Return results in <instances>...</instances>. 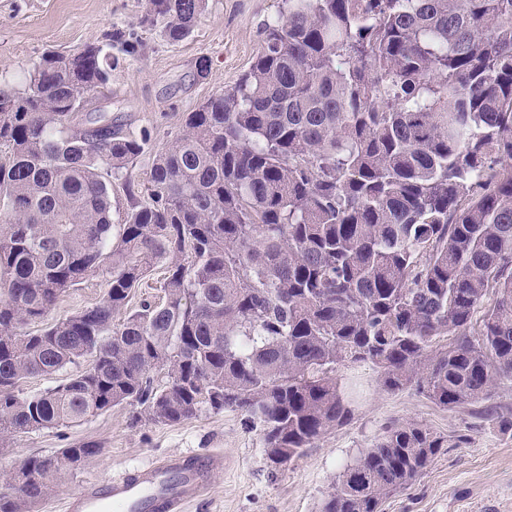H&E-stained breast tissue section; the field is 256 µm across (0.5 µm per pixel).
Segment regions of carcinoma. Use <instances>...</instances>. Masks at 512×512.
<instances>
[{
    "mask_svg": "<svg viewBox=\"0 0 512 512\" xmlns=\"http://www.w3.org/2000/svg\"><path fill=\"white\" fill-rule=\"evenodd\" d=\"M205 8L146 0L138 25L179 42ZM262 35L235 86L155 155L148 198L125 180L117 229L112 175L147 135L82 111L132 34L47 51L24 88H0L1 443L123 404L167 424L232 409L286 465L351 421L360 385L342 366L448 409L512 378V0H284ZM105 264L99 304L45 321ZM156 268L162 301L113 324ZM446 447L391 426L319 512H380ZM97 453L24 458L0 512H34ZM86 366V360L81 361L77 365H70L66 369L53 373L51 375L39 376L36 378L28 379L22 383L20 390L23 395H32L39 393L47 388L54 387L60 384L68 375L76 373L77 371L84 370Z\"/></svg>",
    "mask_w": 512,
    "mask_h": 512,
    "instance_id": "obj_1",
    "label": "carcinoma"
}]
</instances>
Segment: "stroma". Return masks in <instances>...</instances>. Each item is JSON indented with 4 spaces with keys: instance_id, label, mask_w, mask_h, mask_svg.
Listing matches in <instances>:
<instances>
[{
    "instance_id": "stroma-1",
    "label": "stroma",
    "mask_w": 512,
    "mask_h": 512,
    "mask_svg": "<svg viewBox=\"0 0 512 512\" xmlns=\"http://www.w3.org/2000/svg\"><path fill=\"white\" fill-rule=\"evenodd\" d=\"M145 0H0V83L23 88L25 75L46 50L74 52L110 30L133 32L138 53L120 55L107 88L92 93L88 111L111 116L123 132H148L147 150L112 180V221L127 205L125 179L147 186L156 153L179 135L186 113L232 87L248 71L265 22L280 15L282 0H208L187 39L172 43L159 31L137 27ZM111 278L104 266L69 289L49 320L95 306ZM358 378L363 392L346 426L322 436L288 465L269 463L258 432L236 411H202L180 424L137 422L129 406L56 429L20 434L0 445V489L20 458L51 455L80 441L98 445L96 456L61 478L35 512H61L64 494L92 479H105L169 455L218 448L226 466L205 500L189 512H316L346 464L385 430L411 421L447 437L425 473L408 489L386 498L382 512H512V380H501L489 400L440 407L409 387L388 392L371 365L340 371Z\"/></svg>"
}]
</instances>
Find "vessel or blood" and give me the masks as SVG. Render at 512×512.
<instances>
[{
  "label": "vessel or blood",
  "instance_id": "obj_1",
  "mask_svg": "<svg viewBox=\"0 0 512 512\" xmlns=\"http://www.w3.org/2000/svg\"><path fill=\"white\" fill-rule=\"evenodd\" d=\"M223 468L220 451L167 456L66 492L63 512H186L204 499Z\"/></svg>",
  "mask_w": 512,
  "mask_h": 512
}]
</instances>
